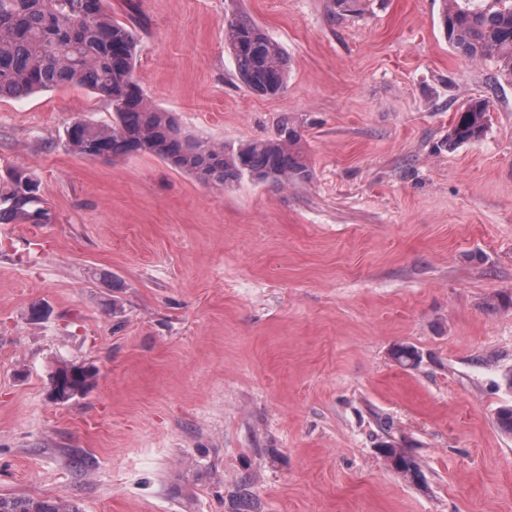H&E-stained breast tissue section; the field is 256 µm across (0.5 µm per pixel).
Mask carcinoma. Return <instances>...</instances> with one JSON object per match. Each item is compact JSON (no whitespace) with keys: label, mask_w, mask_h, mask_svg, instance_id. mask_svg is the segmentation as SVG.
I'll return each instance as SVG.
<instances>
[{"label":"carcinoma","mask_w":512,"mask_h":512,"mask_svg":"<svg viewBox=\"0 0 512 512\" xmlns=\"http://www.w3.org/2000/svg\"><path fill=\"white\" fill-rule=\"evenodd\" d=\"M442 15L448 43L470 59L490 61L512 83V0H450ZM140 23L112 16L107 0H0V98H19L61 86L88 88L112 107V123L92 125L75 119L66 127L70 150L84 158L153 156L172 168L224 188L247 177L286 184L307 175L305 163L291 150L298 135L252 141L234 149L222 142L186 134L172 112L154 106L135 73ZM224 42L235 76L263 96L281 94L287 82L283 46L247 13L238 10L224 21ZM489 116L488 101L476 98L457 112L448 144L479 139ZM52 215L38 195V184L18 173L0 194V223L49 224ZM394 359L404 367L418 364L415 347L400 345ZM88 369L58 367L52 377L63 394L87 390ZM383 456L403 478L423 484L419 463L405 449L387 443ZM0 512H82L66 495L49 499L0 497Z\"/></svg>","instance_id":"carcinoma-1"}]
</instances>
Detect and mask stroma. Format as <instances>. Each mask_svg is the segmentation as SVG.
<instances>
[{
	"label": "stroma",
	"instance_id": "1",
	"mask_svg": "<svg viewBox=\"0 0 512 512\" xmlns=\"http://www.w3.org/2000/svg\"><path fill=\"white\" fill-rule=\"evenodd\" d=\"M136 73L188 133L299 135L305 179L218 190L147 156L75 155L94 91L0 99V495L84 512H512V84L451 46L442 0H109ZM287 55L275 97L234 75L224 17ZM489 102L479 140L448 145ZM43 315L32 318V308ZM410 345L417 367L399 365ZM92 387L53 402L58 364ZM416 457L424 486L380 452ZM488 112L486 99L476 98L468 102L457 112L454 123L448 130V144L455 146L478 140L485 132ZM38 184L29 176L18 173L11 187L0 194V223L48 224L52 215L38 193Z\"/></svg>",
	"mask_w": 512,
	"mask_h": 512
}]
</instances>
